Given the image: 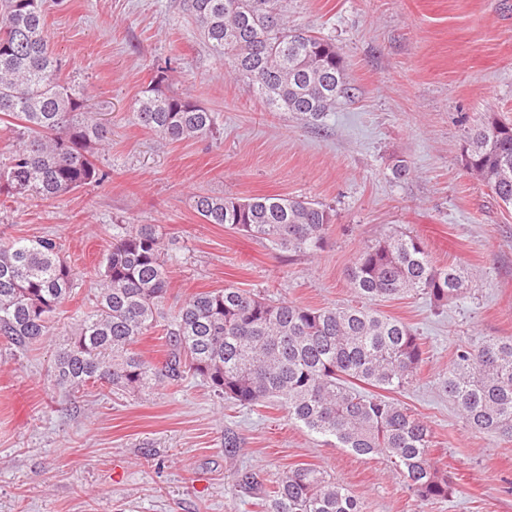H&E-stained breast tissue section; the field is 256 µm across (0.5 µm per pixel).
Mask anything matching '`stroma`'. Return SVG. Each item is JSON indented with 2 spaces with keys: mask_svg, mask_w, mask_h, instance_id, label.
Wrapping results in <instances>:
<instances>
[{
  "mask_svg": "<svg viewBox=\"0 0 512 512\" xmlns=\"http://www.w3.org/2000/svg\"><path fill=\"white\" fill-rule=\"evenodd\" d=\"M44 7L63 79L105 115L97 156L109 177L52 202L0 192V243L58 238L77 288L26 354L0 344V512H260L238 473L270 486L301 463L327 470L369 512H512V441L473 430L441 385L459 346L512 337V206L462 168L469 128L512 122V0H288L289 24L334 39L355 89L317 123L269 111L212 57L182 0ZM160 67L171 90L219 113L212 137L165 142L135 123L131 106ZM397 159L410 167L400 181ZM198 194L318 201L334 214L327 243L313 255L272 251L203 223ZM116 224L158 225L176 302L232 284L311 308L357 306L346 271L392 234L420 238L435 265L462 267L463 299L373 304L425 344L419 375L393 398L430 424L452 497L417 502L384 458L335 447L280 406L217 398L199 378L151 392L55 386L57 343Z\"/></svg>",
  "mask_w": 512,
  "mask_h": 512,
  "instance_id": "obj_1",
  "label": "stroma"
}]
</instances>
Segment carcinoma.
<instances>
[{"mask_svg": "<svg viewBox=\"0 0 512 512\" xmlns=\"http://www.w3.org/2000/svg\"><path fill=\"white\" fill-rule=\"evenodd\" d=\"M183 9L210 53L231 63L269 109L317 122L350 97L333 39L289 27L288 0H183ZM61 68L45 34L43 0H0V117L15 120L17 140L0 159V191L53 201L105 177L95 146L106 126ZM132 115L168 142L207 139L218 124L217 113L169 90L164 69ZM462 162L512 205L511 123L474 125ZM193 207L204 223L264 240L275 252L321 250L333 222L330 209L300 196L198 195ZM62 251L52 237L0 244V337L17 353L48 336L56 311L74 298L75 274ZM169 262L156 225H112L88 305L55 355L50 378L57 386L140 390L191 373L222 399L276 402L289 420L336 447L385 458L421 503L452 496V477L432 457L428 423L382 395L419 374L423 342L406 324L364 306L310 308L232 284L167 309ZM347 277L371 301L422 294L446 305L469 286L460 268L434 265L423 241L408 235L363 248ZM151 335L163 342L161 362L135 349ZM443 387L472 429L512 439V338L481 336L460 346ZM238 484L261 500L262 512H368L342 483L308 464L283 472L268 489L250 471L239 473Z\"/></svg>", "mask_w": 512, "mask_h": 512, "instance_id": "1", "label": "carcinoma"}]
</instances>
